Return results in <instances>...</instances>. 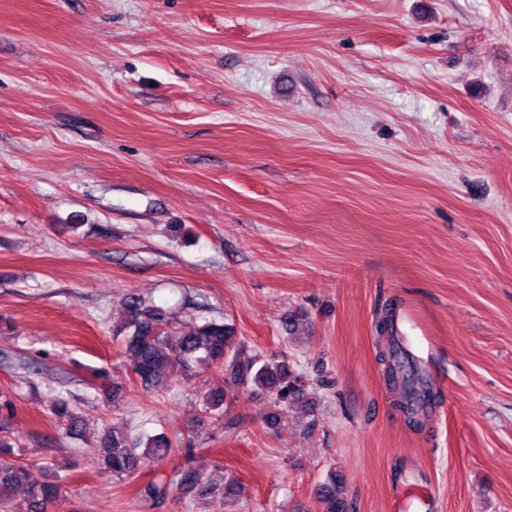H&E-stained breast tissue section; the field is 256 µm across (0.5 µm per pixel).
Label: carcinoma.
Returning a JSON list of instances; mask_svg holds the SVG:
<instances>
[{"mask_svg": "<svg viewBox=\"0 0 512 512\" xmlns=\"http://www.w3.org/2000/svg\"><path fill=\"white\" fill-rule=\"evenodd\" d=\"M395 316V308L388 305L376 323L383 342L378 360L388 381L403 384L402 400L397 405L408 424L419 427L427 414L424 402L434 397L433 388L417 360L395 336ZM115 337L123 340V353L132 372L152 393L165 388L168 373L192 377L212 365L225 367L229 371L227 387L203 392L200 403L201 412L219 419L229 410L230 393L240 385L252 383L266 391L275 408L297 403L306 395V377L294 370L290 362L276 356L241 360L234 327L215 319L191 333H182L167 310L133 298L128 303L127 319L116 330ZM105 444L107 454L102 469L120 479L136 477L145 461L163 458L172 448V442L164 435L134 437L118 428L105 434ZM27 477V469L11 459L9 447L0 441V512H11L12 492L25 484ZM173 484L183 491L202 487L221 504L231 496V487L224 485L223 479L189 465L176 470ZM58 492L59 484L54 480L31 486L29 512H48L49 503ZM325 500L326 512H350L347 500L334 486L327 490Z\"/></svg>", "mask_w": 512, "mask_h": 512, "instance_id": "carcinoma-1", "label": "carcinoma"}]
</instances>
